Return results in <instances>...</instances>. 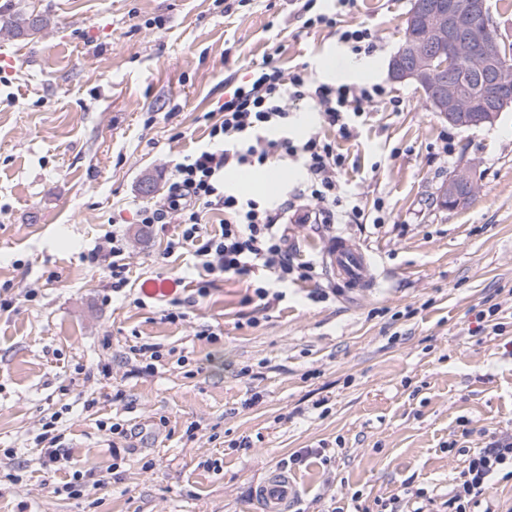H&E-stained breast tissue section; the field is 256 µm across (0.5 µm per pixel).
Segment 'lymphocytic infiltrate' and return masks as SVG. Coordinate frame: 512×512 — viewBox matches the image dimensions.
<instances>
[{"label": "lymphocytic infiltrate", "instance_id": "obj_1", "mask_svg": "<svg viewBox=\"0 0 512 512\" xmlns=\"http://www.w3.org/2000/svg\"><path fill=\"white\" fill-rule=\"evenodd\" d=\"M381 85H351L315 81L306 68L283 70L265 61L254 70L250 84L237 87L220 108L222 116L211 124L209 141L176 163L173 182L163 201L137 211L141 224L176 221L180 234L169 239L165 251H193L199 280L196 299L206 298L217 281L244 277L263 270L267 279L254 283L257 301H280L283 285L313 278L315 266L297 260L288 248L281 226L288 213H301L302 223H335L337 216L360 218L363 211L339 179L344 164L331 141L320 133L296 141L290 136L293 105L312 104L323 123L340 137H349L354 118L381 99ZM285 159L306 174L303 188L278 207L226 191L224 174L232 168H260L271 158ZM220 210L224 222L209 231L204 210ZM129 241L113 232L105 245L92 249L89 263L104 266L113 292L129 284L126 254ZM512 480V433L493 437L466 459L448 493V512H493L482 502L496 483Z\"/></svg>", "mask_w": 512, "mask_h": 512}]
</instances>
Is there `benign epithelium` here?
<instances>
[{"mask_svg": "<svg viewBox=\"0 0 512 512\" xmlns=\"http://www.w3.org/2000/svg\"><path fill=\"white\" fill-rule=\"evenodd\" d=\"M409 35L390 59L395 82H410L425 95L431 111L456 128L493 125L512 106V76L498 64L500 48L489 30L486 0H412L406 16ZM480 80L483 96L467 94ZM476 189L471 163L458 165L440 188V202L468 204Z\"/></svg>", "mask_w": 512, "mask_h": 512, "instance_id": "1", "label": "benign epithelium"}]
</instances>
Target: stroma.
<instances>
[{
  "label": "stroma",
  "instance_id": "stroma-1",
  "mask_svg": "<svg viewBox=\"0 0 512 512\" xmlns=\"http://www.w3.org/2000/svg\"><path fill=\"white\" fill-rule=\"evenodd\" d=\"M299 8L0 0L47 21L24 38L0 32V299L19 300L0 313V512H259L250 489L279 467L293 512H356L406 487L425 489L422 512H448L464 450L512 430V108L458 129L390 79L410 0H358L332 28L304 27ZM352 24L381 38L389 95L336 138L340 178L365 211L382 201L383 223L288 219V246L316 276L268 307L239 279L176 324L159 299L137 305L145 287L187 298L197 276L191 252L165 253L178 225L138 224L137 206L164 198L174 164L206 143L207 115L263 56L314 73L329 55L348 82L338 34ZM464 161L479 192L445 209L440 185ZM115 230L130 243L126 298L82 258ZM339 235L370 254L377 288L337 287L322 254ZM494 304L498 334L475 319ZM204 324L222 329L217 342L198 337ZM145 342L166 355L143 374ZM102 420L131 429L120 454ZM49 421L69 469L42 464ZM90 470L107 486L56 494Z\"/></svg>",
  "mask_w": 512,
  "mask_h": 512
}]
</instances>
